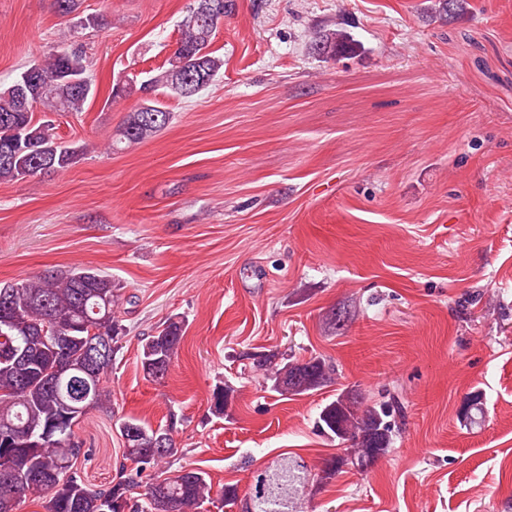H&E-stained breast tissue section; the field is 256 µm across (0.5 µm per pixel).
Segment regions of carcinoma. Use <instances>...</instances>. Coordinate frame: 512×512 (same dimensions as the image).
<instances>
[{
	"label": "carcinoma",
	"instance_id": "obj_1",
	"mask_svg": "<svg viewBox=\"0 0 512 512\" xmlns=\"http://www.w3.org/2000/svg\"><path fill=\"white\" fill-rule=\"evenodd\" d=\"M224 0H196L181 21V34L168 67L141 82L142 103L127 116L118 130L117 142L139 143L154 136L171 120V112L155 99L163 88L170 95L184 97L175 86L177 72L194 74L197 68L209 80L224 68V58L211 50L217 26L214 11ZM315 50L327 57L350 53L355 46L343 33L324 35ZM94 96L83 51L60 47L40 63L28 66L9 86L0 88V181L22 180L49 166L63 171L84 154V146H68L58 141L54 122L35 118V111L81 112ZM115 142V143H117ZM111 142L108 147L112 148ZM121 294L112 278L90 268H72L35 277L20 283H0V420L7 419L36 434L60 420L68 433L50 438L47 447L21 454L0 447V471L14 470L22 477L20 497L48 499V512H104L107 503L120 502L111 512H200L211 500L208 474L201 469H183L161 477L146 475L177 453L173 437L159 450L151 443H124L123 458L134 468L120 464V476L111 486L93 490L83 482L77 462L81 444L74 427L84 416L69 414L67 392L54 393L49 379L67 383L79 392L83 377L84 347L89 339L115 336L116 308ZM69 329L74 340L61 349L42 331L49 320ZM183 325L168 321L156 334L145 338L141 352L144 375L147 365L169 370L180 342ZM254 367L265 371L273 388L288 395H302L334 382V367L315 357L306 361L279 358L275 353H257ZM112 361L98 367L94 380L93 408L112 412L107 383ZM360 398L348 391L326 404L318 414L317 428L325 434L350 442L347 455L331 459L323 470L330 479L341 465L360 470L372 466L390 448L393 427L386 418L398 408L383 403L380 408H360ZM309 472L304 461L282 457L256 472L250 491L239 499L237 489L224 487L221 498L241 512H297L296 501L308 486Z\"/></svg>",
	"mask_w": 512,
	"mask_h": 512
}]
</instances>
